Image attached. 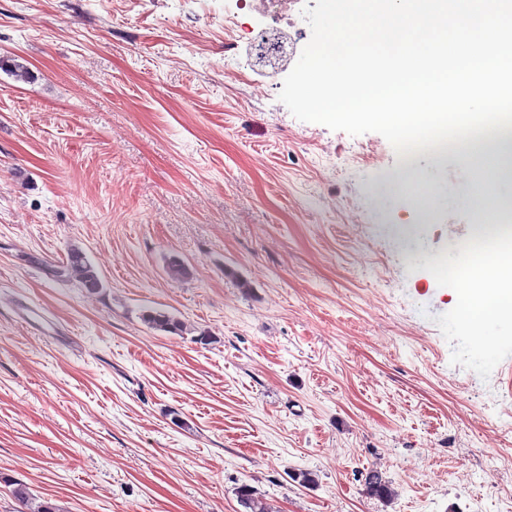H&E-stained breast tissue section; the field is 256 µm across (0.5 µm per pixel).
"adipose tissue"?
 I'll return each mask as SVG.
<instances>
[{
	"mask_svg": "<svg viewBox=\"0 0 512 512\" xmlns=\"http://www.w3.org/2000/svg\"><path fill=\"white\" fill-rule=\"evenodd\" d=\"M455 319L482 330L512 324V242L484 245L453 272Z\"/></svg>",
	"mask_w": 512,
	"mask_h": 512,
	"instance_id": "obj_1",
	"label": "adipose tissue"
}]
</instances>
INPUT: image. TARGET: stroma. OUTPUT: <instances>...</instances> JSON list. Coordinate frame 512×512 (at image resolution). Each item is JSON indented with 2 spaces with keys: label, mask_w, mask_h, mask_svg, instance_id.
Listing matches in <instances>:
<instances>
[{
  "label": "stroma",
  "mask_w": 512,
  "mask_h": 512,
  "mask_svg": "<svg viewBox=\"0 0 512 512\" xmlns=\"http://www.w3.org/2000/svg\"><path fill=\"white\" fill-rule=\"evenodd\" d=\"M225 5L0 0V512H512V333L450 276L486 163L378 193L403 157L296 119ZM56 273L60 274V276L74 275L82 288L88 290L98 289L95 285L96 282L100 280V277L96 269L85 257L84 253L78 249L71 250L68 255L66 266L56 271ZM143 321L151 328L179 335L185 329L184 323L172 314L160 309H148L142 314ZM11 486L10 493L18 502L27 507L30 512H61L62 510L58 505L51 503L48 500L39 501L35 497L28 486L21 482L13 481L9 483Z\"/></svg>",
  "instance_id": "obj_1"
}]
</instances>
